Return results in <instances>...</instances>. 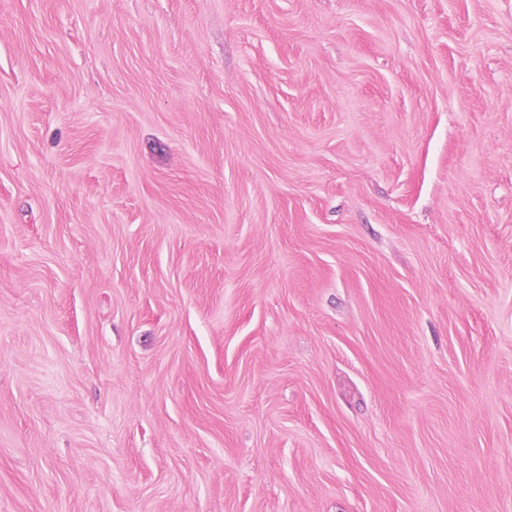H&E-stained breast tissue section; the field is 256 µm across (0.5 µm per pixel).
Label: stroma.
<instances>
[{
	"mask_svg": "<svg viewBox=\"0 0 512 512\" xmlns=\"http://www.w3.org/2000/svg\"><path fill=\"white\" fill-rule=\"evenodd\" d=\"M0 512H512V0H0Z\"/></svg>",
	"mask_w": 512,
	"mask_h": 512,
	"instance_id": "35a3bbf8",
	"label": "stroma"
}]
</instances>
